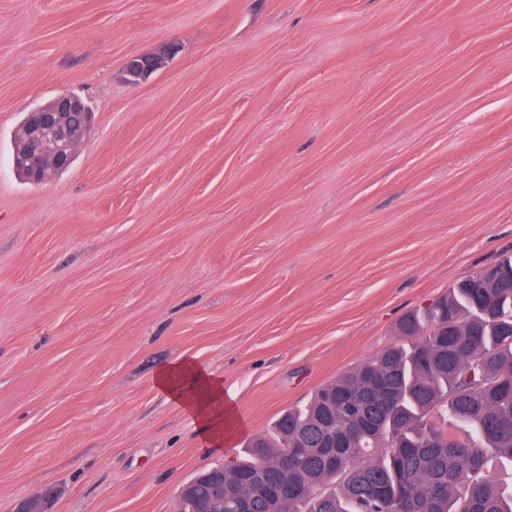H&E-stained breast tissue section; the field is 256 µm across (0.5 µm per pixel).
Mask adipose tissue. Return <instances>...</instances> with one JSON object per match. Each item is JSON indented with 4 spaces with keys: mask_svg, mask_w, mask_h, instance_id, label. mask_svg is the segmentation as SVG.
Segmentation results:
<instances>
[{
    "mask_svg": "<svg viewBox=\"0 0 512 512\" xmlns=\"http://www.w3.org/2000/svg\"><path fill=\"white\" fill-rule=\"evenodd\" d=\"M156 386L168 399L191 412L205 438L221 437L235 418L233 410L224 406L222 380L193 361L180 359L161 370Z\"/></svg>",
    "mask_w": 512,
    "mask_h": 512,
    "instance_id": "1",
    "label": "adipose tissue"
}]
</instances>
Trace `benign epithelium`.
<instances>
[{"mask_svg":"<svg viewBox=\"0 0 512 512\" xmlns=\"http://www.w3.org/2000/svg\"><path fill=\"white\" fill-rule=\"evenodd\" d=\"M167 50L140 54L134 57L128 71L131 83L137 84L160 69ZM91 114L82 100L72 95H60L29 114L20 128V147L14 156V165L23 168L27 178L34 182L52 179L67 168L76 149L89 137ZM201 487L210 490L209 503L224 510V465H218L196 475V480L184 483L179 501L194 509L201 507L197 492ZM51 492L44 491L25 500L17 512H51Z\"/></svg>","mask_w":512,"mask_h":512,"instance_id":"7a95c632","label":"benign epithelium"}]
</instances>
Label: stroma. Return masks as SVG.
Instances as JSON below:
<instances>
[{"label":"stroma","instance_id":"obj_1","mask_svg":"<svg viewBox=\"0 0 512 512\" xmlns=\"http://www.w3.org/2000/svg\"><path fill=\"white\" fill-rule=\"evenodd\" d=\"M64 93L93 134L28 181L14 132ZM510 254L512 0H0V512H176ZM181 357L229 439L155 387ZM166 57L167 49H161L157 52L134 56L130 60L134 59L132 62V67L135 69V71H128V75L132 78V80L127 79V81L133 84H137L142 80L147 79L152 73L162 67Z\"/></svg>","mask_w":512,"mask_h":512}]
</instances>
